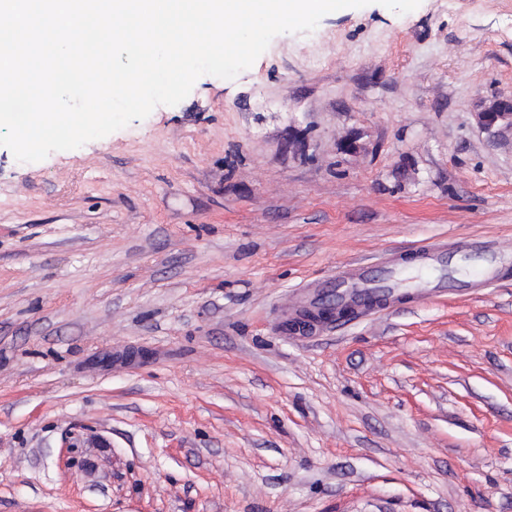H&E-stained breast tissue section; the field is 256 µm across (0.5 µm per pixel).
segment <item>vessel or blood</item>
Listing matches in <instances>:
<instances>
[{
    "label": "vessel or blood",
    "mask_w": 512,
    "mask_h": 512,
    "mask_svg": "<svg viewBox=\"0 0 512 512\" xmlns=\"http://www.w3.org/2000/svg\"><path fill=\"white\" fill-rule=\"evenodd\" d=\"M419 256L422 260L421 268L428 271L430 278L413 282L420 294L425 296L430 292L431 281L440 279L446 262L433 248L421 250ZM508 258L511 257L504 252L477 257L470 270L473 284H490L495 279L499 266L507 262ZM408 279L411 280L408 267L394 260L378 266L350 264L314 292L312 300L314 303L328 304L339 309L353 303L386 306L397 300V292L402 282Z\"/></svg>",
    "instance_id": "vessel-or-blood-1"
}]
</instances>
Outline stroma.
I'll return each mask as SVG.
<instances>
[{"label":"stroma","instance_id":"1","mask_svg":"<svg viewBox=\"0 0 512 512\" xmlns=\"http://www.w3.org/2000/svg\"><path fill=\"white\" fill-rule=\"evenodd\" d=\"M512 0L275 36L80 148L0 147V512H512ZM447 288L295 330L345 265ZM505 104H510L505 106ZM512 102L507 100L496 101L484 112H478L479 124L486 130H492L501 123L512 129ZM508 254L504 252H494L488 255L477 257L472 263L470 275V287L475 285L487 286L496 278L500 265L507 262Z\"/></svg>","mask_w":512,"mask_h":512}]
</instances>
